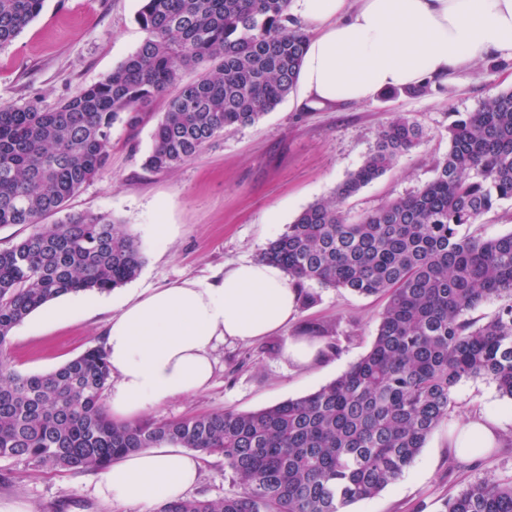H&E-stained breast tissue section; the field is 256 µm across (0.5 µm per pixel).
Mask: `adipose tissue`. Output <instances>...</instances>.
<instances>
[{
  "mask_svg": "<svg viewBox=\"0 0 512 512\" xmlns=\"http://www.w3.org/2000/svg\"><path fill=\"white\" fill-rule=\"evenodd\" d=\"M293 2L311 32L299 82L323 104L367 102L383 90L461 77L484 56L512 55V0ZM298 303L281 267L250 261L125 300L103 331L113 416L128 422L208 389L219 344L262 339L285 327ZM503 435L500 419L479 417L453 426L449 446L468 458L474 449L497 447ZM199 467L198 454L146 448L100 471L96 492L122 505L178 498L195 485Z\"/></svg>",
  "mask_w": 512,
  "mask_h": 512,
  "instance_id": "obj_1",
  "label": "adipose tissue"
}]
</instances>
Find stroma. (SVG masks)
Returning a JSON list of instances; mask_svg holds the SVG:
<instances>
[{
    "mask_svg": "<svg viewBox=\"0 0 512 512\" xmlns=\"http://www.w3.org/2000/svg\"><path fill=\"white\" fill-rule=\"evenodd\" d=\"M140 0H44L40 14L0 48V103L57 106L78 87L100 80L135 52L146 37L136 22ZM512 88V56L479 60L472 72L445 90L416 97L379 92L365 103L318 105L291 93L258 123L225 132L193 159L169 172H150L143 157L164 108L156 102L135 123L112 129L110 165L69 200L72 212L104 213L140 240L145 263L136 288H160L204 279L225 264L257 260L267 244L314 201L328 196L372 152L378 131L403 114L423 130L419 144L382 176L342 205L356 221L393 199L413 194L434 176L448 153V126L457 115ZM170 232L158 238L153 227ZM315 300L279 332L252 342H227L214 351V378L202 393L150 410L173 420L218 409L253 411L315 391L336 379L370 349L386 300L342 288L310 285ZM114 308L44 323L32 313L10 336L6 356L24 374L54 371L102 340ZM327 329L338 349L295 365L288 340L308 327ZM447 422L429 437L403 477L350 512H440L448 495L472 483L512 479V405L487 380L462 382ZM508 420L509 440L482 458L465 461L448 446L451 424L476 415ZM191 494L217 499L233 493L216 455L200 458ZM92 471L51 470L24 459H0V503L29 512H155L156 502L120 506L100 499Z\"/></svg>",
    "mask_w": 512,
    "mask_h": 512,
    "instance_id": "stroma-1",
    "label": "stroma"
}]
</instances>
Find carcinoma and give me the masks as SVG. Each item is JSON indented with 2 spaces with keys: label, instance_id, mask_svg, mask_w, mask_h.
Wrapping results in <instances>:
<instances>
[{
  "label": "carcinoma",
  "instance_id": "carcinoma-1",
  "mask_svg": "<svg viewBox=\"0 0 512 512\" xmlns=\"http://www.w3.org/2000/svg\"><path fill=\"white\" fill-rule=\"evenodd\" d=\"M43 2L0 0L1 48ZM141 2L143 43L99 81L50 110L0 103V227L30 229L0 249V354L13 328L48 302L108 292L140 274L138 238L108 215L67 210L107 170L116 123L176 89L143 160L147 170L169 171L224 132L259 122L297 86L308 35L290 0ZM199 67L197 79L183 81ZM421 137L414 121L395 116L363 164L260 254L303 302L313 299L310 283L386 297L370 350L340 376L258 410L118 423L101 401L111 378L103 346L48 374H21L0 359V459L102 470L172 443L221 456L238 491L165 498L156 512H348L402 477L448 420L461 381L490 380L512 401V232L461 233L512 200V90L451 122L433 179L348 222L343 203ZM492 298L503 300L492 318H470ZM442 512H512V479L471 484L444 499Z\"/></svg>",
  "mask_w": 512,
  "mask_h": 512
}]
</instances>
